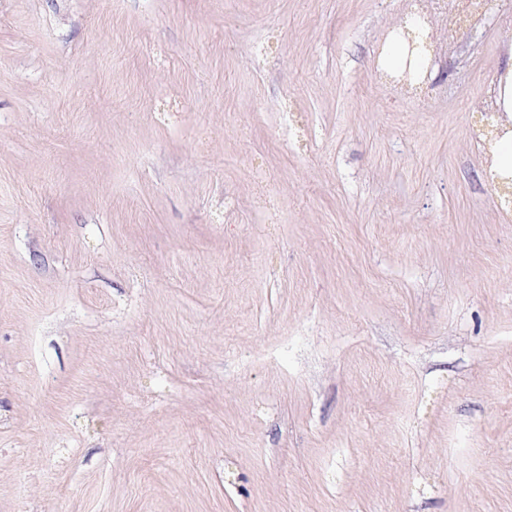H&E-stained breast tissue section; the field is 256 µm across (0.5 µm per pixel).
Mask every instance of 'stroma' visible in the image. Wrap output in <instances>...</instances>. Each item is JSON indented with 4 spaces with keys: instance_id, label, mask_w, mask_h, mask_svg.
Listing matches in <instances>:
<instances>
[{
    "instance_id": "stroma-1",
    "label": "stroma",
    "mask_w": 512,
    "mask_h": 512,
    "mask_svg": "<svg viewBox=\"0 0 512 512\" xmlns=\"http://www.w3.org/2000/svg\"><path fill=\"white\" fill-rule=\"evenodd\" d=\"M0 0V512H512V0Z\"/></svg>"
}]
</instances>
